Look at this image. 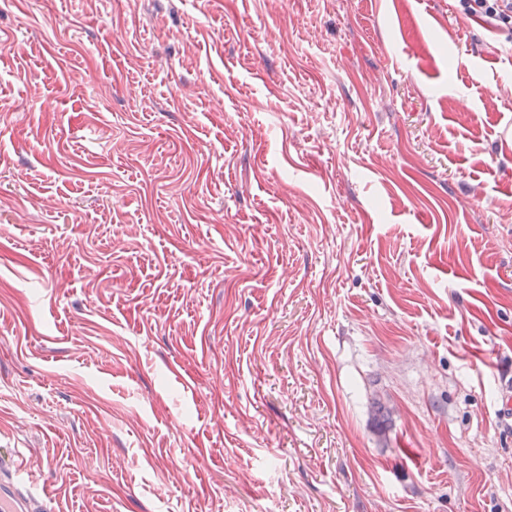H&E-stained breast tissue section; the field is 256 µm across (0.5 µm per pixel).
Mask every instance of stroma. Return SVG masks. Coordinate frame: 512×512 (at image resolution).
<instances>
[{"mask_svg":"<svg viewBox=\"0 0 512 512\" xmlns=\"http://www.w3.org/2000/svg\"><path fill=\"white\" fill-rule=\"evenodd\" d=\"M502 42L0 0V448L54 512H512Z\"/></svg>","mask_w":512,"mask_h":512,"instance_id":"35a3bbf8","label":"stroma"}]
</instances>
